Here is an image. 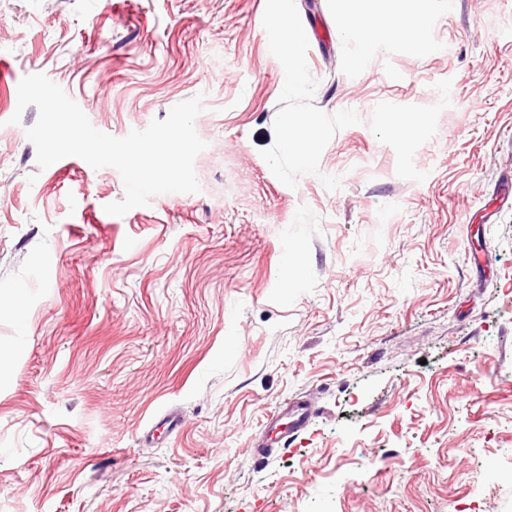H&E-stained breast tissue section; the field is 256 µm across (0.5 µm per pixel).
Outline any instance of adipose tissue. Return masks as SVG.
Wrapping results in <instances>:
<instances>
[{
  "instance_id": "1",
  "label": "adipose tissue",
  "mask_w": 512,
  "mask_h": 512,
  "mask_svg": "<svg viewBox=\"0 0 512 512\" xmlns=\"http://www.w3.org/2000/svg\"><path fill=\"white\" fill-rule=\"evenodd\" d=\"M344 31L360 47L355 66H365L382 44L397 42L405 47L417 45L419 32L427 25L428 0H344ZM295 134L285 145L300 167H307L315 155L320 134L307 115L294 118Z\"/></svg>"
}]
</instances>
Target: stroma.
Listing matches in <instances>:
<instances>
[{"instance_id": "35a3bbf8", "label": "stroma", "mask_w": 512, "mask_h": 512, "mask_svg": "<svg viewBox=\"0 0 512 512\" xmlns=\"http://www.w3.org/2000/svg\"><path fill=\"white\" fill-rule=\"evenodd\" d=\"M430 7L359 69L339 0L284 53L265 0H0V512H512V0ZM40 72L117 138L202 96L199 192L39 169ZM293 125L299 134L287 136L285 145L296 163L305 168L316 153L320 134L314 120L309 115L295 117ZM283 419H288V423L280 424ZM308 421L309 411L304 403L299 401L289 403L278 414L267 418L266 427L270 434L261 448L263 451L267 448H276L285 436L300 432ZM281 426H285L284 429H281Z\"/></svg>"}]
</instances>
